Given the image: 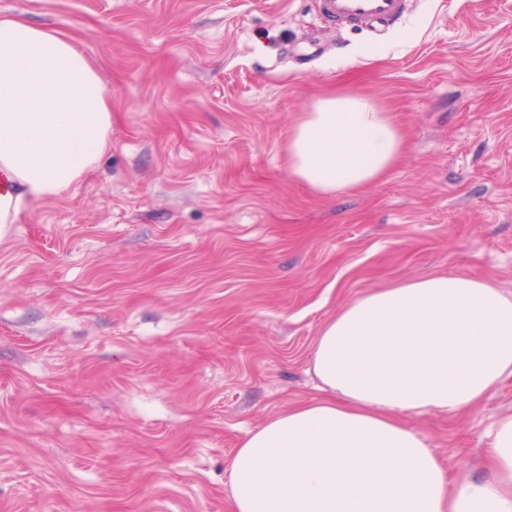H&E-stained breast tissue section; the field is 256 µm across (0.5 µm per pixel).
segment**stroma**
<instances>
[{"mask_svg": "<svg viewBox=\"0 0 512 512\" xmlns=\"http://www.w3.org/2000/svg\"><path fill=\"white\" fill-rule=\"evenodd\" d=\"M112 95L111 147L0 235V512H230L250 430L319 398L324 323L448 270L512 292V0H408L381 35L318 0H0ZM377 100L405 150L321 197L288 134L330 93ZM512 376L405 415L484 476Z\"/></svg>", "mask_w": 512, "mask_h": 512, "instance_id": "1", "label": "stroma"}]
</instances>
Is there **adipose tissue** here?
I'll list each match as a JSON object with an SVG mask.
<instances>
[{
	"label": "adipose tissue",
	"mask_w": 512,
	"mask_h": 512,
	"mask_svg": "<svg viewBox=\"0 0 512 512\" xmlns=\"http://www.w3.org/2000/svg\"><path fill=\"white\" fill-rule=\"evenodd\" d=\"M112 99L70 38L0 16V228L102 160ZM404 137L368 97L318 99L291 129V176L321 196L381 182ZM322 397L252 431L228 471L231 512H512V415L490 475L451 481L405 414L459 413L512 376V293L454 271L342 305L312 351Z\"/></svg>",
	"instance_id": "obj_1"
}]
</instances>
